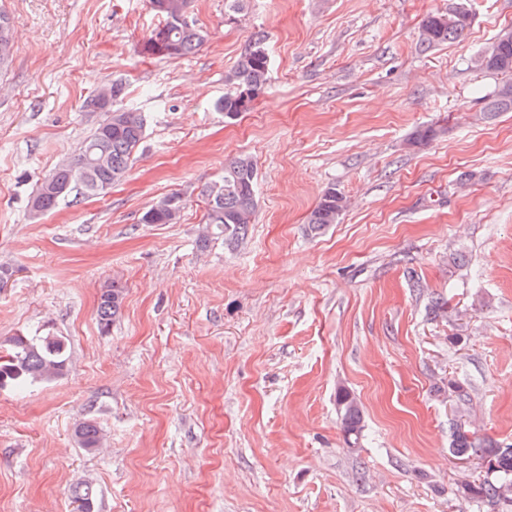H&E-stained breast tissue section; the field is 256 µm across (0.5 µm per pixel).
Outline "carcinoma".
Segmentation results:
<instances>
[{"label": "carcinoma", "instance_id": "1", "mask_svg": "<svg viewBox=\"0 0 512 512\" xmlns=\"http://www.w3.org/2000/svg\"><path fill=\"white\" fill-rule=\"evenodd\" d=\"M471 23L459 19L456 12L436 13L427 16L421 28L429 33L423 46L431 48L441 44L461 41ZM205 32L196 27L163 25L154 30L147 44L171 46L174 57L195 53L204 43ZM267 35L258 33L249 41L233 71L234 81L224 93L218 107L224 116L234 118L249 110L248 104L264 92L270 76V59L267 52ZM14 39L9 18L0 12V67L8 64L13 56ZM496 74L502 82L512 85V41L501 44ZM485 112H512V96L507 98L494 92L485 98ZM146 120L142 113L133 110H115L112 118H104L91 135L82 143L73 161L54 169L45 179L62 188L57 193H45L38 187L30 202L39 205L40 213L52 211L64 199L76 192L84 196L100 195L104 186L121 181L130 170L137 148L143 142ZM257 168L254 160L240 155L224 166V179L218 188L206 191V224L212 233L224 237L227 243L242 242L248 232L258 200L256 196ZM341 192L331 186L324 190L308 217L314 231L329 224H336L342 212L337 208ZM178 213L149 208L142 216L146 224H172ZM125 288L112 281L102 288L97 319L106 330L121 314ZM68 362V344L63 336H31L18 333L8 340L6 354L0 355V387L13 386L24 389L34 383H44L64 374ZM336 403L341 413L342 428L348 444L358 443L363 424L360 405L356 397L344 388L338 389ZM453 450L477 460L485 476L479 482L463 485L464 492L472 499L494 506L512 495V446L504 448L493 440H479L458 425L453 428ZM80 447L91 452L99 446L101 430L96 423L84 421L75 431ZM97 492L90 484L73 490L78 505L95 503Z\"/></svg>", "mask_w": 512, "mask_h": 512}]
</instances>
